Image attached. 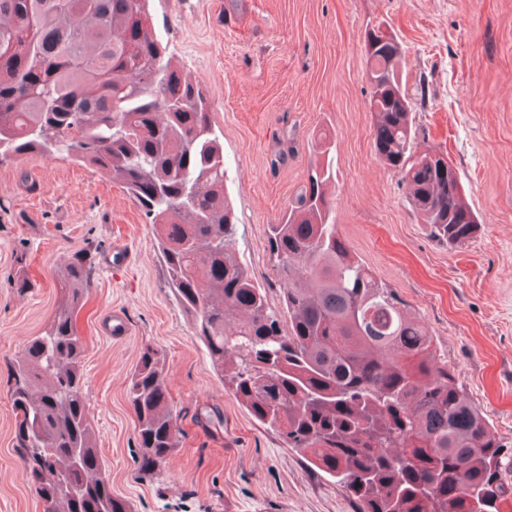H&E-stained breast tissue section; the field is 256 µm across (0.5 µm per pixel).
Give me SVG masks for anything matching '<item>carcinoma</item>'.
Instances as JSON below:
<instances>
[{
  "label": "carcinoma",
  "mask_w": 512,
  "mask_h": 512,
  "mask_svg": "<svg viewBox=\"0 0 512 512\" xmlns=\"http://www.w3.org/2000/svg\"><path fill=\"white\" fill-rule=\"evenodd\" d=\"M150 0H0V158L65 153L120 183L156 227L168 285L194 315L224 386L265 428L336 479L356 512H506L512 459L438 360L406 303L341 239L323 132L307 181L269 243L281 309L235 248L224 143L206 92L167 56ZM401 43L367 56L376 155L400 177L438 243L471 241L479 218L453 171L413 149ZM91 252L60 266V298L16 360L11 389L22 470L43 512H133L112 494L85 399L76 316L94 285ZM136 474L161 481L179 448L165 355L147 346L130 374Z\"/></svg>",
  "instance_id": "carcinoma-1"
}]
</instances>
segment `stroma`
<instances>
[{"label": "stroma", "instance_id": "obj_1", "mask_svg": "<svg viewBox=\"0 0 512 512\" xmlns=\"http://www.w3.org/2000/svg\"><path fill=\"white\" fill-rule=\"evenodd\" d=\"M152 0L156 34L200 82L224 143L237 254L280 305L268 243L307 179L311 144L333 133L338 231L404 300L467 396L512 444V0ZM386 28L402 71L417 151L447 156L482 225L451 249L419 223L398 178L373 147L366 38ZM286 160H278L283 146ZM131 247L118 270L115 238ZM95 250V286L77 319L85 342V398L115 494L135 512H355L344 488L262 428L215 374L167 286L153 225L116 183L65 154L0 161V512H42L22 474L10 396L14 361L58 299L56 274L72 253ZM26 264L32 288L7 284ZM131 323L115 340L113 310ZM164 350L180 413L181 447L162 484L137 478L127 401L142 348Z\"/></svg>", "mask_w": 512, "mask_h": 512}]
</instances>
